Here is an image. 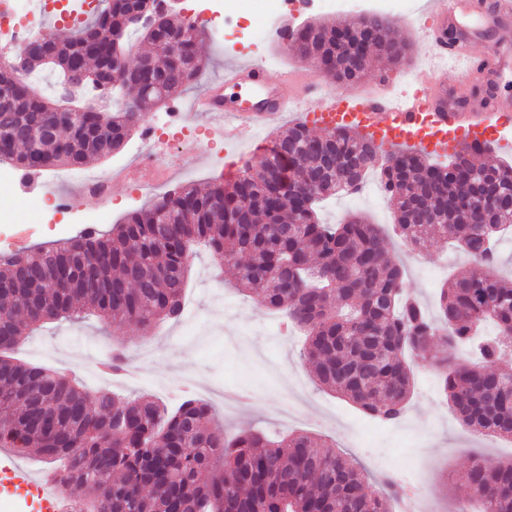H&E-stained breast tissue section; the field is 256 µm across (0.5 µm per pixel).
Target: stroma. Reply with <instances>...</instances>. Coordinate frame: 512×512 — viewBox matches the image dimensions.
<instances>
[{
    "mask_svg": "<svg viewBox=\"0 0 512 512\" xmlns=\"http://www.w3.org/2000/svg\"><path fill=\"white\" fill-rule=\"evenodd\" d=\"M262 12L261 0H240V15L260 20V40L251 52L215 24L198 19L197 25L204 32L199 43L204 65L195 81L174 97L173 103L185 109V131L172 140L170 153L161 156L158 163L147 168L141 165L147 146L143 131L163 121L172 103L146 113L141 129L133 132L119 153L73 167L67 182L55 184L57 191L71 193L73 204L84 217L104 214L100 232L111 231L134 207L146 206L166 192L235 178V171L225 169L222 163L223 143L205 139L207 115L188 112L187 105L210 80L223 75L228 58L259 61L273 78L289 69L306 70V63L279 40L275 23L261 21ZM135 167L144 181L154 183V190L134 192L126 174ZM89 173L107 179L108 201L80 191L79 185ZM394 209L393 200L372 175L359 194L324 200L318 216L321 223L340 224L349 215L361 214L381 225L388 232L389 255L401 267L407 288L426 308H433L435 295L448 275L470 273L475 266L466 255L437 243L418 254L410 251L391 232ZM0 210L15 213L32 248L83 230L79 224L54 228L36 208L19 206L14 191L7 187L0 188ZM185 294L194 314L188 324L167 322L136 329L107 324L94 316L77 323L61 320L33 331L18 355L34 364L73 370L92 392L109 389L124 396L148 393L165 402L171 391L183 386L211 389L215 394L210 402L213 422L223 426L226 434L245 428L282 434L303 431L332 442L337 453L367 471L368 488L375 493L381 492L386 472H418L427 512H455L462 494L456 477L473 455L512 459V441L475 435L455 417L439 378L431 370L415 369L413 395L401 428L375 423L350 403L320 388L302 361L301 334L281 330V314L239 292L232 271L220 268L205 248H198L191 258ZM117 342L127 346L130 365L142 369V380L103 373L101 363Z\"/></svg>",
    "mask_w": 512,
    "mask_h": 512,
    "instance_id": "obj_1",
    "label": "stroma"
}]
</instances>
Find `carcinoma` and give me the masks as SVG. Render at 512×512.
Listing matches in <instances>:
<instances>
[{
  "mask_svg": "<svg viewBox=\"0 0 512 512\" xmlns=\"http://www.w3.org/2000/svg\"><path fill=\"white\" fill-rule=\"evenodd\" d=\"M77 29L55 30L17 69H0V160L23 169L81 166L118 150L144 113L191 82L200 31L165 18L168 39L150 29L152 50L130 65L114 55L136 15L161 14L158 0H104ZM292 51L338 85L360 81L370 59L405 65L410 45L390 22L369 13L352 24L309 25L292 32ZM51 66L62 77L49 107L22 75ZM137 91L135 107L107 117L76 96ZM463 144L446 165L413 149L379 148L353 129L315 135L303 122L278 134L257 169L230 183L183 187L130 212L102 234L88 228L57 247L0 257V447L37 449L61 512H390L399 491L389 476L372 494L366 472L305 433L274 440L243 429L232 438L211 422L207 403L191 395L169 409L145 396L90 392L72 372L26 362L16 351L41 324L90 312L134 328L177 321L191 248L203 245L236 268V288L282 312L306 332L304 360L319 383L388 425L413 394V369L437 370L448 403L471 431L512 440V285L496 274V244L512 230V210L484 206L485 196H512V166ZM375 172L395 202L394 230L421 250L454 242L482 276L456 274L440 288L434 318L410 293L378 225L354 215L322 224L319 200L355 192ZM468 198L474 223L455 201ZM491 321L498 332L480 336ZM128 366L123 346L106 368ZM478 512H512V460L476 457L461 476Z\"/></svg>",
  "mask_w": 512,
  "mask_h": 512,
  "instance_id": "cac0c4a2",
  "label": "carcinoma"
}]
</instances>
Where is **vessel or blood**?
I'll use <instances>...</instances> for the list:
<instances>
[{
    "instance_id": "1",
    "label": "vessel or blood",
    "mask_w": 512,
    "mask_h": 512,
    "mask_svg": "<svg viewBox=\"0 0 512 512\" xmlns=\"http://www.w3.org/2000/svg\"><path fill=\"white\" fill-rule=\"evenodd\" d=\"M427 5L438 36L425 63L415 68L420 94L399 103L383 91L368 96L331 89L307 109L308 126L353 127L382 150L407 144L437 157L447 156L464 142L481 143L492 152L503 146L500 132L512 126V104L498 101L490 90L480 98L460 93L459 82L484 59L464 50V37L453 41L447 37L448 30L469 15L472 0H427ZM452 59L458 62L453 85L439 69L440 63ZM312 85L304 72L290 70L273 80L264 65L236 59L225 64L223 77L209 84L194 109L218 122L225 143H235L245 131H257L296 111L300 96L309 94Z\"/></svg>"
}]
</instances>
